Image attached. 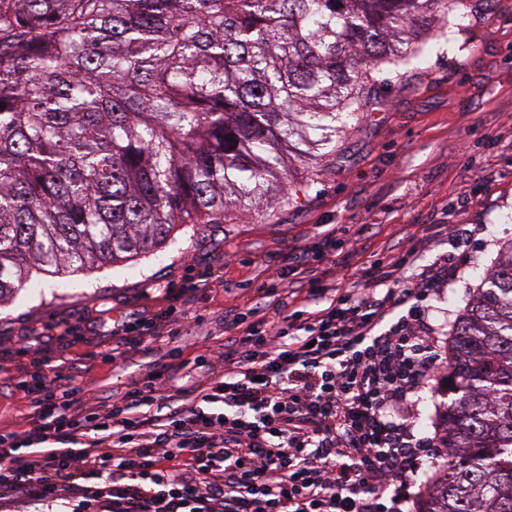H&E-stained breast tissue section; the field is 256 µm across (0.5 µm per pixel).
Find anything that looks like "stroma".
I'll use <instances>...</instances> for the list:
<instances>
[{
    "mask_svg": "<svg viewBox=\"0 0 512 512\" xmlns=\"http://www.w3.org/2000/svg\"><path fill=\"white\" fill-rule=\"evenodd\" d=\"M467 28L452 38L429 35L424 64L398 73L372 70L371 102L329 147L312 182L267 217L248 210L223 223L176 232L166 248L120 267H103L60 288L53 277L0 305V364L19 373L22 336L61 321L81 324L79 343L51 338L38 351L48 375L73 376L88 400L143 378L140 356L115 367L93 360L114 319H148L167 306L163 288L208 278L204 294H185L180 329L185 356L218 349L224 311L257 300L261 283L277 282L281 298L304 299L286 277L296 257L317 249L352 253L336 270L340 287H359L378 261L411 252L419 263L459 252L461 276L431 302L437 336L465 306L498 252L512 244V0H467ZM444 224H478L476 240L460 244ZM335 229L326 243L323 232Z\"/></svg>",
    "mask_w": 512,
    "mask_h": 512,
    "instance_id": "stroma-1",
    "label": "stroma"
}]
</instances>
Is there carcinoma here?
Masks as SVG:
<instances>
[{"label": "carcinoma", "instance_id": "cac0c4a2", "mask_svg": "<svg viewBox=\"0 0 512 512\" xmlns=\"http://www.w3.org/2000/svg\"><path fill=\"white\" fill-rule=\"evenodd\" d=\"M466 0H0V304L264 216ZM415 512H512V243L448 331ZM451 379L453 383L446 385Z\"/></svg>", "mask_w": 512, "mask_h": 512}]
</instances>
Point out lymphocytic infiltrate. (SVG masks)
Instances as JSON below:
<instances>
[{"mask_svg":"<svg viewBox=\"0 0 512 512\" xmlns=\"http://www.w3.org/2000/svg\"><path fill=\"white\" fill-rule=\"evenodd\" d=\"M376 266L359 288L299 262L300 309L272 320L256 305L224 315L220 355L175 364L181 383L131 381L86 403L42 363L15 379L26 427L0 429V503L64 500L71 512H406L420 470L413 396L439 366L428 300L458 277L452 259ZM163 319L112 329L102 363L181 339L174 289Z\"/></svg>","mask_w":512,"mask_h":512,"instance_id":"1","label":"lymphocytic infiltrate"}]
</instances>
